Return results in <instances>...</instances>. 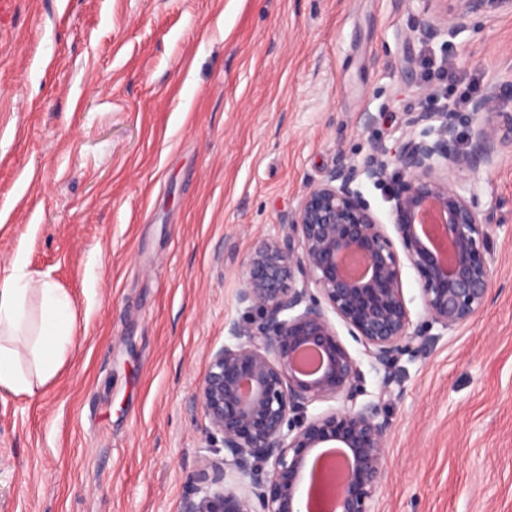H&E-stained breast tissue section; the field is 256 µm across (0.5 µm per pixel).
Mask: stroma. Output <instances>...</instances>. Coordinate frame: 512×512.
Returning a JSON list of instances; mask_svg holds the SVG:
<instances>
[{"label": "stroma", "mask_w": 512, "mask_h": 512, "mask_svg": "<svg viewBox=\"0 0 512 512\" xmlns=\"http://www.w3.org/2000/svg\"><path fill=\"white\" fill-rule=\"evenodd\" d=\"M423 0H12L0 12V274L23 256L78 331L35 395L0 390V512H181L193 401L242 263L308 183L475 85L512 113V12L451 42ZM445 19V0L429 6ZM495 228L486 307L400 397L338 326L387 420L374 512H512V154L462 183Z\"/></svg>", "instance_id": "stroma-1"}]
</instances>
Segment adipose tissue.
Returning a JSON list of instances; mask_svg holds the SVG:
<instances>
[{
	"instance_id": "obj_1",
	"label": "adipose tissue",
	"mask_w": 512,
	"mask_h": 512,
	"mask_svg": "<svg viewBox=\"0 0 512 512\" xmlns=\"http://www.w3.org/2000/svg\"><path fill=\"white\" fill-rule=\"evenodd\" d=\"M76 330L69 294L15 260L0 279V390L35 395L58 372Z\"/></svg>"
}]
</instances>
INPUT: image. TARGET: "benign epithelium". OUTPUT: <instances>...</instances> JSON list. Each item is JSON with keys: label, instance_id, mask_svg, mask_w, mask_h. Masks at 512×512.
<instances>
[{"label": "benign epithelium", "instance_id": "obj_1", "mask_svg": "<svg viewBox=\"0 0 512 512\" xmlns=\"http://www.w3.org/2000/svg\"><path fill=\"white\" fill-rule=\"evenodd\" d=\"M456 2L445 25L425 12L417 29L454 37L489 2L512 9V0ZM461 120L467 146L455 151ZM506 151L512 152V115L499 133L490 100L480 98L463 119L446 107L409 113L399 148L378 141L361 165L342 163L306 187L288 222L243 262L237 302L259 319L224 324L229 340L212 352L195 391L227 456L203 457L182 512H301L299 486L319 448H342L347 459L334 512H372L386 473L387 423L378 420L379 403H358L361 371L329 313L384 369L381 395H392L391 368L402 356H419L432 329L441 336L457 329L488 300L493 227L448 172L488 169ZM360 175L392 184L393 233L365 200ZM403 257L420 279L425 319L417 325L403 294ZM357 259L366 263L360 276L347 270ZM309 350L319 356L311 371L299 365ZM328 400L341 405L307 416L309 405ZM228 465L251 486L226 481Z\"/></svg>", "mask_w": 512, "mask_h": 512}]
</instances>
